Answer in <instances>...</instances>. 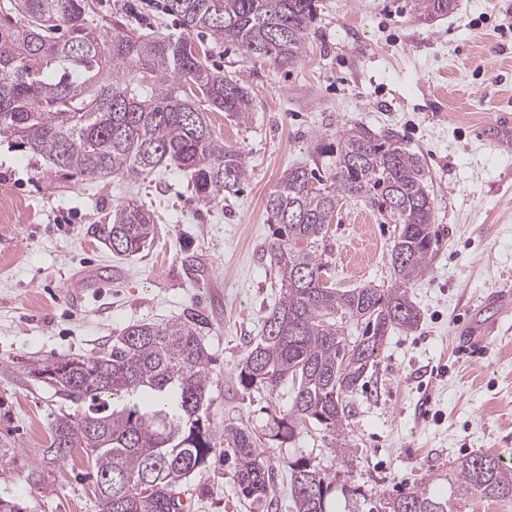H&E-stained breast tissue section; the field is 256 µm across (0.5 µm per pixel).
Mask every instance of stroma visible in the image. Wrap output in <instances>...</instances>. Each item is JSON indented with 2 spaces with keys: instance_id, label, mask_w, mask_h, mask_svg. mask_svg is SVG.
<instances>
[{
  "instance_id": "1",
  "label": "stroma",
  "mask_w": 512,
  "mask_h": 512,
  "mask_svg": "<svg viewBox=\"0 0 512 512\" xmlns=\"http://www.w3.org/2000/svg\"><path fill=\"white\" fill-rule=\"evenodd\" d=\"M100 24L122 20L141 35H181L165 0H93ZM309 39L295 65L280 67L212 44L210 67L238 79L253 98L249 124L211 113L249 169L237 192L212 203L187 191L175 167L139 185L127 177L85 179L0 141V440L18 462L0 469V498L25 512H99L86 457L55 468V489L26 479L25 465L49 439L60 411L77 412L35 377L39 365L92 357L131 324L202 314L212 363L207 389L213 430L245 423L275 469L268 512H292L287 460L308 457L337 485L371 500L455 473L471 455L512 465V315L476 349L465 331L492 291L512 290V150L480 128L512 110V0H457L425 22L411 0H316ZM350 124L392 130L422 160L434 199L436 253L409 288L420 313L414 331L393 330L350 405L352 454L330 437L270 440L291 404L237 379L249 342L277 302L279 282L263 250L274 239L265 198L292 166L326 170L323 148ZM139 189L157 227L151 247L114 258L96 232L114 205ZM398 227L347 201L321 246L340 288L388 287ZM367 247L345 262L348 243ZM182 491L190 512H257L239 497L216 450Z\"/></svg>"
}]
</instances>
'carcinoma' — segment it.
Returning <instances> with one entry per match:
<instances>
[{"instance_id": "1", "label": "carcinoma", "mask_w": 512, "mask_h": 512, "mask_svg": "<svg viewBox=\"0 0 512 512\" xmlns=\"http://www.w3.org/2000/svg\"><path fill=\"white\" fill-rule=\"evenodd\" d=\"M456 0H414L422 18L452 12ZM184 33L143 39L115 21L112 32L90 20L89 0H0V137L54 168L92 178L146 177L162 166L190 173L203 200H216L249 173L242 152L213 129L209 113L239 125L251 119L246 87L212 70L208 50L191 33L244 54L291 66L303 52L315 0H167ZM326 180L305 167L285 170L265 202L277 241L267 247L281 297L249 343L238 378L245 388L273 392L289 383L287 413L270 437L291 442L315 428L332 437L336 453H352L349 398L374 366L393 329L412 330L420 314L408 285L434 257V199L427 173L391 130L353 125L336 133ZM362 200L399 225L390 253L393 282L346 290L327 284L319 245L343 202ZM156 224L136 199L116 204L101 239L118 257L144 250ZM362 326L353 341L343 323ZM202 321L128 326L96 357L53 361L42 382L79 406L55 416L50 444L34 453L27 480L53 491L51 464L79 449L96 472L100 512H185L178 489L205 467L219 444L234 458L239 496L267 499L273 467L245 427L229 424L217 438L205 395L211 356ZM294 512H335V479L310 459L288 460ZM438 496L431 482L388 495L369 512H455L475 497L512 500V467L499 455L477 453Z\"/></svg>"}]
</instances>
